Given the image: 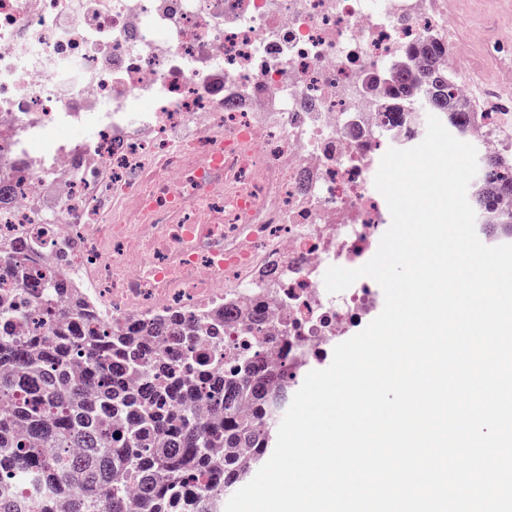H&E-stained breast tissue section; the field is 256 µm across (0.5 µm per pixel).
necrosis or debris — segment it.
<instances>
[{
    "label": "necrosis or debris",
    "instance_id": "1",
    "mask_svg": "<svg viewBox=\"0 0 512 512\" xmlns=\"http://www.w3.org/2000/svg\"><path fill=\"white\" fill-rule=\"evenodd\" d=\"M448 0H0V301L49 271L88 313L136 329L183 314L202 339L225 317L269 364L315 369L384 300L329 267L376 252L390 212L374 178L425 125L365 71L436 39ZM486 159L512 156V95L481 84ZM33 259L18 264L14 246Z\"/></svg>",
    "mask_w": 512,
    "mask_h": 512
}]
</instances>
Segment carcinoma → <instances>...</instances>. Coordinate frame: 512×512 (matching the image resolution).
<instances>
[{"label": "carcinoma", "mask_w": 512, "mask_h": 512, "mask_svg": "<svg viewBox=\"0 0 512 512\" xmlns=\"http://www.w3.org/2000/svg\"><path fill=\"white\" fill-rule=\"evenodd\" d=\"M430 42L406 49L382 73L406 100L458 134L481 119L457 93L453 72L435 65ZM482 231L512 242V172L483 164L470 187ZM47 338L16 335L25 311L0 306V512H168L196 478L224 474L222 494L244 483L274 451L288 392V366L265 368L261 350L243 349L224 367V336L203 346L182 316L127 331L87 316L73 321L80 295L52 274L20 284ZM173 337L176 353L150 342Z\"/></svg>", "instance_id": "cac0c4a2"}]
</instances>
